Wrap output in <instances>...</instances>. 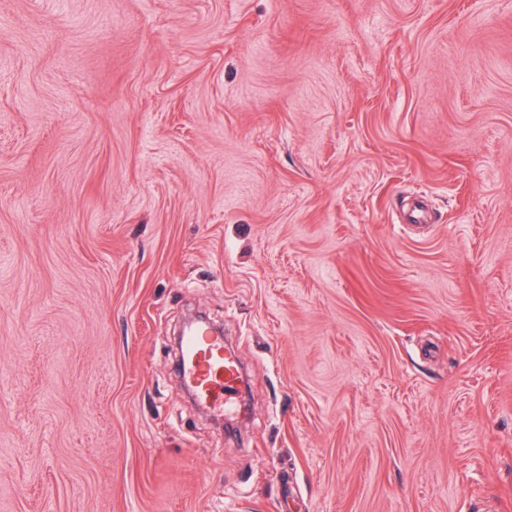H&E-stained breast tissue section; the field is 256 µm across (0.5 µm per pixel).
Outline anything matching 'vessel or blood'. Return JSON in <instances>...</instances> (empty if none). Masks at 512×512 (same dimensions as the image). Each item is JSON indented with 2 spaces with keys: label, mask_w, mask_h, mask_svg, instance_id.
Returning a JSON list of instances; mask_svg holds the SVG:
<instances>
[{
  "label": "vessel or blood",
  "mask_w": 512,
  "mask_h": 512,
  "mask_svg": "<svg viewBox=\"0 0 512 512\" xmlns=\"http://www.w3.org/2000/svg\"><path fill=\"white\" fill-rule=\"evenodd\" d=\"M186 376L193 385L197 401L207 408H220L240 382V367L234 351L221 339L201 330L186 337Z\"/></svg>",
  "instance_id": "1"
}]
</instances>
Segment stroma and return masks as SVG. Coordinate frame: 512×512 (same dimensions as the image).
Wrapping results in <instances>:
<instances>
[{"instance_id": "35a3bbf8", "label": "stroma", "mask_w": 512, "mask_h": 512, "mask_svg": "<svg viewBox=\"0 0 512 512\" xmlns=\"http://www.w3.org/2000/svg\"><path fill=\"white\" fill-rule=\"evenodd\" d=\"M203 312L247 390L186 395ZM512 512V0H0V512Z\"/></svg>"}]
</instances>
